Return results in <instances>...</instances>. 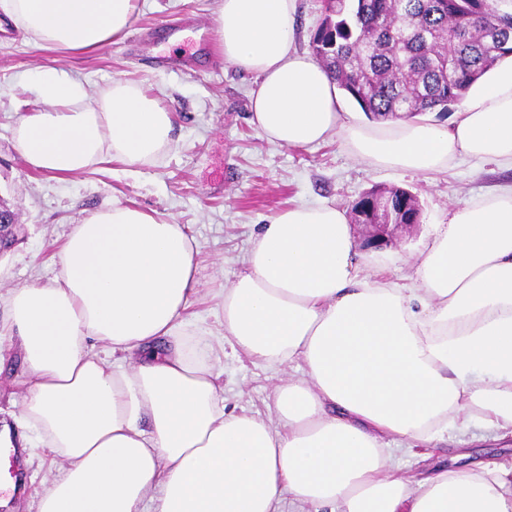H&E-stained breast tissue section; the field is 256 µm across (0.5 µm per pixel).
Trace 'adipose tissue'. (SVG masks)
<instances>
[{"instance_id":"obj_1","label":"adipose tissue","mask_w":512,"mask_h":512,"mask_svg":"<svg viewBox=\"0 0 512 512\" xmlns=\"http://www.w3.org/2000/svg\"><path fill=\"white\" fill-rule=\"evenodd\" d=\"M138 0H0L35 46L96 52L129 30ZM297 0H220L217 48L254 76L251 121L271 142L337 138L352 156L415 173L466 158L512 168V65L468 95L450 125L340 112L336 83L295 46ZM46 108L17 141L29 168L72 175L104 157L153 162L173 116L116 80L87 99L45 68ZM199 245L183 225L122 202L74 225L48 284L12 288L0 343L26 366L0 447L50 449L61 471L38 512H512V469L456 467L412 479L392 440L443 426L512 435V187L433 224L407 282L369 273L352 224L326 204L263 226L221 295L224 335L271 367L272 414L224 410L212 341L188 330Z\"/></svg>"}]
</instances>
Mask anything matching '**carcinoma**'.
Returning <instances> with one entry per match:
<instances>
[{"instance_id": "carcinoma-1", "label": "carcinoma", "mask_w": 512, "mask_h": 512, "mask_svg": "<svg viewBox=\"0 0 512 512\" xmlns=\"http://www.w3.org/2000/svg\"><path fill=\"white\" fill-rule=\"evenodd\" d=\"M309 48L373 119L446 112L512 57V0H324ZM409 196L377 187L350 211L369 224L386 210L418 224Z\"/></svg>"}]
</instances>
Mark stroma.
I'll list each match as a JSON object with an SVG mask.
<instances>
[{
  "mask_svg": "<svg viewBox=\"0 0 512 512\" xmlns=\"http://www.w3.org/2000/svg\"><path fill=\"white\" fill-rule=\"evenodd\" d=\"M218 0H140L126 37L94 53L51 51L28 43L0 14V197L18 214L17 242L0 253V293L30 283L50 282L58 273L56 255L75 224L112 199L130 201L161 217H173L199 246L198 295L190 330L217 334L222 327L219 294L240 267L260 225L286 207L328 203L349 209L376 186L412 192L422 209L412 231L395 230L375 263H392L395 277L411 273L429 225L449 210L512 185V169L494 164L475 168L459 160L430 176L373 167L350 156L336 139L313 147L269 142L249 121L250 75L225 64L216 48ZM47 67L67 71L96 97L113 79L136 84L176 116L175 146L157 161L127 166L105 161L76 177L32 171L15 139L29 112L43 108L33 86ZM227 406L267 413L276 381L272 368L238 361L214 350ZM16 350L0 355V419L13 412L23 388ZM465 445L471 460H495L512 467V438H482L479 430L449 427L429 454L405 448L396 459L408 472L452 467L451 456ZM61 459L35 448L18 455L0 451V478L15 487L0 512H37L44 481Z\"/></svg>",
  "mask_w": 512,
  "mask_h": 512,
  "instance_id": "stroma-1",
  "label": "stroma"
}]
</instances>
